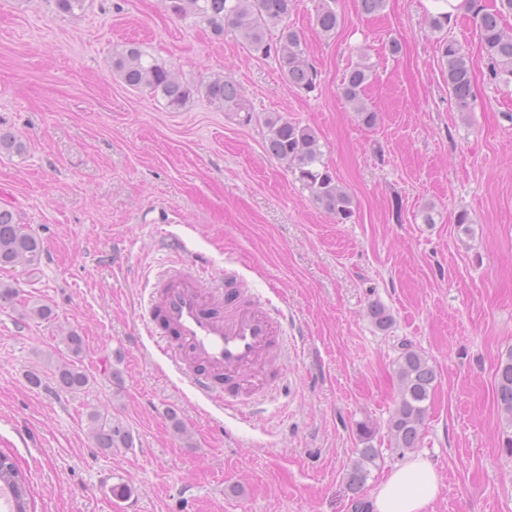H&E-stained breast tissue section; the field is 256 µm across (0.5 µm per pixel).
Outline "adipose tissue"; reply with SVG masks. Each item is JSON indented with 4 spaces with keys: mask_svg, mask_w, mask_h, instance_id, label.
<instances>
[{
    "mask_svg": "<svg viewBox=\"0 0 512 512\" xmlns=\"http://www.w3.org/2000/svg\"><path fill=\"white\" fill-rule=\"evenodd\" d=\"M438 493V475L422 456L394 469L373 491L376 512H427Z\"/></svg>",
    "mask_w": 512,
    "mask_h": 512,
    "instance_id": "obj_1",
    "label": "adipose tissue"
}]
</instances>
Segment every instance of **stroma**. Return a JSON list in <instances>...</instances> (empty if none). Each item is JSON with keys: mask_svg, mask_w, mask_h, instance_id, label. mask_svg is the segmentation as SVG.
<instances>
[{"mask_svg": "<svg viewBox=\"0 0 512 512\" xmlns=\"http://www.w3.org/2000/svg\"><path fill=\"white\" fill-rule=\"evenodd\" d=\"M317 5L295 0L288 19L317 73L305 93L274 58L164 0H87L72 14L56 0H0V131L26 145L0 153V206L43 246L37 269L0 270L20 298L0 306V453L26 474L34 512H353L358 423L374 424L383 460L357 496L370 500L404 461L387 436L404 342L439 380L416 449L439 477L427 512H512L495 377L512 349V83L489 80L471 15L439 32L424 0H387L370 16L336 0L343 23L326 37ZM444 36L470 58L464 114L448 94ZM128 42L193 99L176 110L113 74ZM363 59L371 128L341 95ZM219 76L239 85L251 121L204 96ZM276 113L315 131L353 197L350 220L268 153ZM462 210L468 235L454 222ZM169 232L287 317L288 354L251 422L198 395L139 332ZM376 302L389 330L370 316ZM35 303L51 318L25 317ZM71 331L85 340L75 359ZM69 359L90 377L76 393L54 380ZM94 412L129 430L132 448L98 450ZM120 486L127 496L113 495Z\"/></svg>", "mask_w": 512, "mask_h": 512, "instance_id": "stroma-1", "label": "stroma"}]
</instances>
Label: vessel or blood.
<instances>
[{
	"instance_id": "b4317fda",
	"label": "vessel or blood",
	"mask_w": 512,
	"mask_h": 512,
	"mask_svg": "<svg viewBox=\"0 0 512 512\" xmlns=\"http://www.w3.org/2000/svg\"><path fill=\"white\" fill-rule=\"evenodd\" d=\"M204 255L174 256L155 276L144 308L145 334L200 396L225 406L265 395L272 351H287L283 324L257 298L237 295V279L210 277Z\"/></svg>"
}]
</instances>
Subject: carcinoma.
Segmentation results:
<instances>
[{"mask_svg": "<svg viewBox=\"0 0 512 512\" xmlns=\"http://www.w3.org/2000/svg\"><path fill=\"white\" fill-rule=\"evenodd\" d=\"M293 0H166V8L178 17L194 16L205 22L217 34L229 28L245 47L277 60L281 74L296 89L312 91L316 85V71L308 63L299 34L288 26ZM512 12V0H499V4L474 10L478 38L487 54L488 76L492 81L509 82L512 77V35L502 28L504 14ZM316 26L330 37L336 33L341 18L327 0H321L316 10ZM277 29L276 41L269 42L271 29ZM441 58L448 70V92L458 112L472 111L473 80L470 61L461 44L455 40L440 41ZM112 72L132 89L147 90L161 95L168 106L180 108L193 96V89L179 80L171 69L150 58L136 44L121 46L112 55ZM372 76V66L360 62L346 73L341 87L345 101L367 127L377 122V113L365 99L366 86ZM208 100L226 112L245 113L251 120L250 109L237 83L229 77H219L205 86ZM269 128L268 153L286 162L288 169L308 191L311 200L336 217L347 220L353 214V198L339 185L336 172L322 160L319 140L308 126L292 122L281 115L265 118ZM23 154L26 146L21 138L11 132L0 133V150ZM43 247L40 240L25 230L16 214L0 207V269L16 265L35 266L40 263ZM376 327L382 331L390 328L391 314L381 305L370 308ZM394 373L398 382V400L390 417L388 437L390 446L400 454L417 447L422 435V425L428 414L430 400L438 377L434 366L420 352L406 342L395 361ZM496 400L512 426V349L506 351L496 369ZM55 381L64 391L75 392L89 384V375L72 363L56 366ZM93 423L95 447L109 453L114 448L132 447V435L126 429L112 424L98 413L90 415ZM358 433L365 447L358 449V458L352 464L347 484L359 492L367 481L370 467H378L379 449L371 445L376 428L367 422L358 424ZM8 488L15 500L16 512H30L29 483L6 456H0V488Z\"/></svg>", "mask_w": 512, "mask_h": 512, "instance_id": "cac0c4a2", "label": "carcinoma"}]
</instances>
